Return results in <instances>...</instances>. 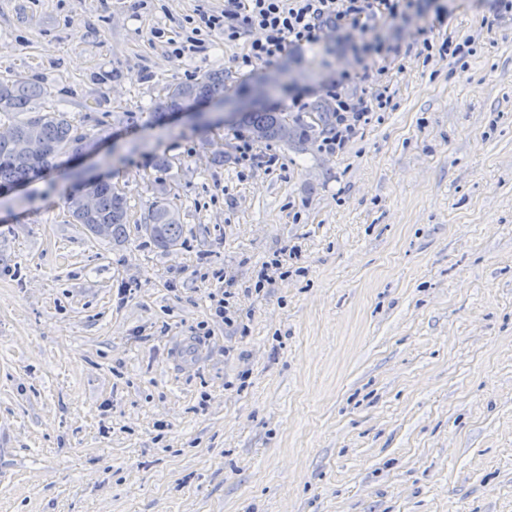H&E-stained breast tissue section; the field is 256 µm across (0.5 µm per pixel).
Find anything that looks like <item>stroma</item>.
I'll list each match as a JSON object with an SVG mask.
<instances>
[{
    "instance_id": "obj_1",
    "label": "stroma",
    "mask_w": 512,
    "mask_h": 512,
    "mask_svg": "<svg viewBox=\"0 0 512 512\" xmlns=\"http://www.w3.org/2000/svg\"><path fill=\"white\" fill-rule=\"evenodd\" d=\"M425 2L240 68L248 39L167 43L224 0H0V76L90 136L0 200V512H512V16ZM471 35L467 64L418 57ZM382 66L392 103L343 151L257 142L274 163L243 170L226 103L275 79L292 117ZM207 72V124L153 116ZM82 174L125 190L123 241L72 222ZM161 183L168 251L140 229ZM224 93L223 73H211L192 81L172 82L162 101L154 108L158 117L183 110L192 103L212 99ZM225 287L224 290L221 293H211L210 294V301L212 302V310L214 311L213 314L216 318L221 319L224 324L230 325L234 323V319L231 316V306L229 299L233 298L235 292H232V287L234 286V280L232 278H229L226 280V277L224 279Z\"/></svg>"
}]
</instances>
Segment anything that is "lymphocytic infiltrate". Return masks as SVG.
<instances>
[{
	"instance_id": "lymphocytic-infiltrate-1",
	"label": "lymphocytic infiltrate",
	"mask_w": 512,
	"mask_h": 512,
	"mask_svg": "<svg viewBox=\"0 0 512 512\" xmlns=\"http://www.w3.org/2000/svg\"><path fill=\"white\" fill-rule=\"evenodd\" d=\"M409 6L410 0H224L221 10L199 12L190 35L172 41L171 53L180 58L197 52L204 32L221 34L228 43L246 36L249 49L240 64L249 67L277 58L290 46L320 41L328 31L366 32L380 17H401ZM328 97L336 114L335 127L320 144L328 153L342 151L371 114L392 101L385 86L354 95L335 85Z\"/></svg>"
}]
</instances>
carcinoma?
I'll return each mask as SVG.
<instances>
[{"label":"carcinoma","instance_id":"obj_1","mask_svg":"<svg viewBox=\"0 0 512 512\" xmlns=\"http://www.w3.org/2000/svg\"><path fill=\"white\" fill-rule=\"evenodd\" d=\"M224 93V73H211L192 81L171 83L155 114L162 116L179 112L186 106L212 99ZM46 89L26 78H0V120L12 117L7 134L0 136V190L20 185L32 177L56 166L58 159L74 149L87 147V137L74 124L68 113L43 105ZM315 123L301 117L291 120L275 110L238 113L239 125L252 137L265 142H287L300 150L306 149L318 132H327L334 113L321 106L312 110ZM68 212L73 222L98 234L106 226V236L118 239L124 234L128 220L125 193L112 181H81L67 197ZM144 229L161 248L178 245L182 224L170 189L162 184Z\"/></svg>","mask_w":512,"mask_h":512}]
</instances>
